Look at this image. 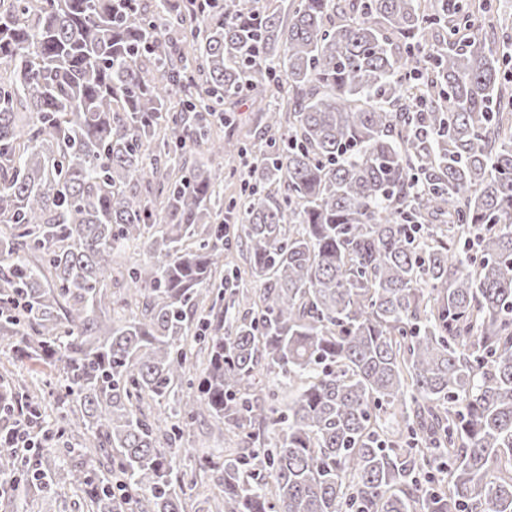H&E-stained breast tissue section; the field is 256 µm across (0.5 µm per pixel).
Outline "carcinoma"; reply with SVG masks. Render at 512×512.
<instances>
[{"label": "carcinoma", "mask_w": 512, "mask_h": 512, "mask_svg": "<svg viewBox=\"0 0 512 512\" xmlns=\"http://www.w3.org/2000/svg\"><path fill=\"white\" fill-rule=\"evenodd\" d=\"M0 0V447L13 512H187L177 456L233 434L195 512H512V57L469 0ZM258 291L224 272V171L196 149L244 94ZM178 100L177 111L168 107ZM211 154L246 153L211 141ZM148 252V273L124 261ZM306 382L283 412L269 375ZM53 407L59 426L44 429ZM202 428L203 431L206 432V426H201L199 423H196L194 425V431L196 436L191 438L189 441L183 443L181 456L178 464V468L180 471L186 472L188 474V480L191 479V472L194 469V456L198 453V451H201L203 448L202 446H210V448H225L227 445H223V443L218 440L215 437L209 438V443L207 444L204 442V438L202 436ZM203 443V445H202ZM28 509L32 512H88L81 493L62 486L30 500Z\"/></svg>", "instance_id": "cac0c4a2"}]
</instances>
